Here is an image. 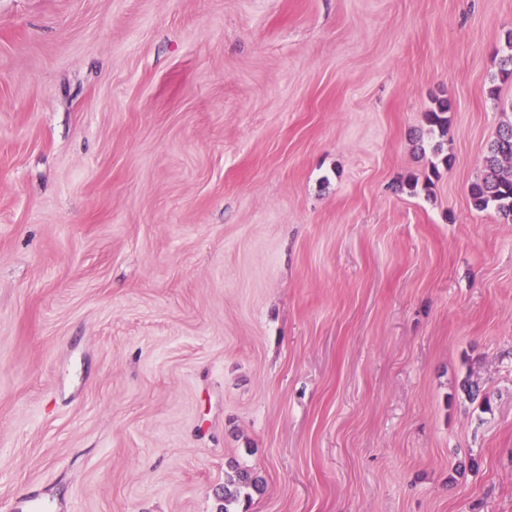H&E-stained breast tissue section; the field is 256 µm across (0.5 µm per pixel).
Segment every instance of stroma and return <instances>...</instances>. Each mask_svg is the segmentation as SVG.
Here are the masks:
<instances>
[{
    "instance_id": "1",
    "label": "stroma",
    "mask_w": 512,
    "mask_h": 512,
    "mask_svg": "<svg viewBox=\"0 0 512 512\" xmlns=\"http://www.w3.org/2000/svg\"><path fill=\"white\" fill-rule=\"evenodd\" d=\"M512 0H0V512H512ZM447 100L448 132L426 115ZM481 178L469 189L473 206L484 210L495 204L505 216L512 215V123L500 127L497 139L484 158Z\"/></svg>"
}]
</instances>
